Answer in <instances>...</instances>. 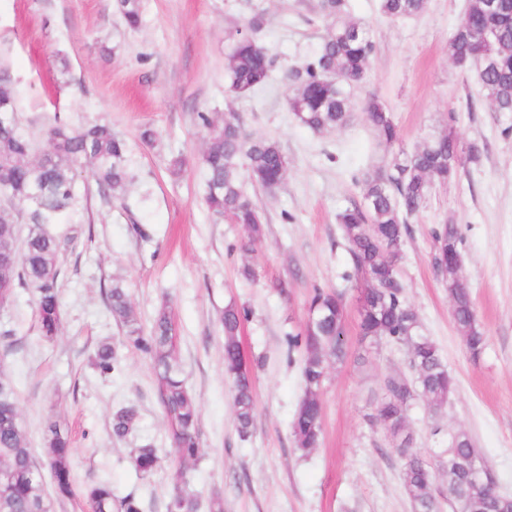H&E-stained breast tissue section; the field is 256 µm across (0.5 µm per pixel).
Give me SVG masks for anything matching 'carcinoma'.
Wrapping results in <instances>:
<instances>
[{"label": "carcinoma", "instance_id": "1", "mask_svg": "<svg viewBox=\"0 0 512 512\" xmlns=\"http://www.w3.org/2000/svg\"><path fill=\"white\" fill-rule=\"evenodd\" d=\"M428 0H378L379 12L391 20L418 16ZM125 24L136 28L141 21V0H117ZM318 11L328 22L317 48L299 65L283 67L291 87L288 110L302 127L323 133L346 126L351 120L352 91L369 69L374 43L369 31L350 19V0H319ZM267 24L265 10L255 8L243 29L229 43L224 57L228 91L243 99L267 85L276 72L278 56L262 40ZM453 64L462 71L476 69L482 97L493 112L512 113V0H469L467 9L448 36ZM362 111L367 123L384 145L399 141L394 114L376 95L366 97ZM18 105L11 78L0 70V252L12 254L0 264V289L29 288L35 298L40 335L51 340L62 324L59 257L75 249L80 233L82 198L76 183V167L91 166L99 193L107 200L124 194L128 180L127 141L107 123L74 128L54 121L45 136L49 148L38 151L24 135L17 119ZM207 132L202 155L206 186L205 204L217 219L241 224L254 238L261 232L262 213L247 192L245 180L274 194L283 184L288 158L271 138L245 132L239 113L229 110L216 123L198 113ZM455 111L448 112V128L425 138L417 148L394 154L390 162L362 175V201L336 215L341 226L348 264L342 279L358 293L361 341L382 340L404 346L409 352L411 376L389 374L382 379L374 412L367 416L385 433L408 436L407 412L418 399L432 407L448 404L456 380L448 371L435 342L427 336L420 319L409 306L398 263L410 220L425 207L432 190L456 173L457 167L477 165L483 149L476 143L464 146L453 131ZM22 208H16V205ZM28 225L18 241L17 225ZM59 224L72 228L64 235ZM433 267L448 271L453 322L473 357L486 342L476 320L470 288L454 267L461 257L462 236L455 224L433 230ZM108 311L121 326L123 342L149 356L158 399L171 440L185 461L200 453L198 402L182 378L177 362V330L168 304L157 310L150 327L137 318L129 294L119 282L106 293ZM309 319L303 330L286 336L288 353H303L301 398L291 429L296 447L316 448L322 438L321 389L330 360L346 357L345 304L342 297L314 289ZM248 313L230 303L224 308V372L232 384L237 432L251 434L255 416L252 367L241 347L239 333ZM91 366L103 379L121 370L114 345H98ZM14 380L0 368V512H54V500L73 495L68 435L55 424L48 426L42 460H37L25 434L15 402ZM136 408L124 407L112 414V436L122 440L135 431ZM403 461V488L418 512H438L436 465L410 447L396 448ZM448 507L454 512H512V500L494 494L496 472L480 458L464 433L448 435ZM157 451L143 445L132 451L131 463L143 476L158 466ZM51 477L53 493L47 492ZM86 499L91 512H143L132 495L114 497L106 482L91 486ZM199 497L189 489L186 471L176 473L167 512H200Z\"/></svg>", "mask_w": 512, "mask_h": 512}]
</instances>
